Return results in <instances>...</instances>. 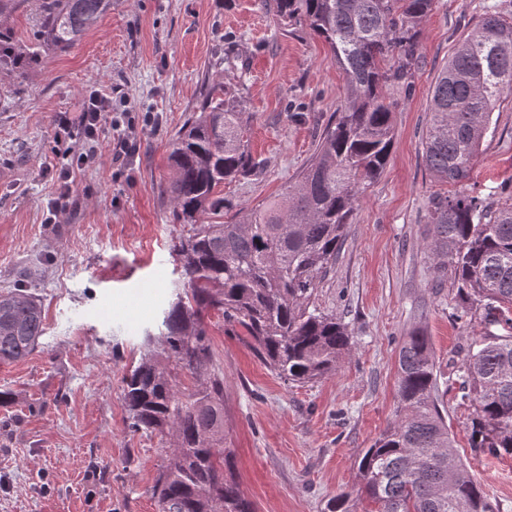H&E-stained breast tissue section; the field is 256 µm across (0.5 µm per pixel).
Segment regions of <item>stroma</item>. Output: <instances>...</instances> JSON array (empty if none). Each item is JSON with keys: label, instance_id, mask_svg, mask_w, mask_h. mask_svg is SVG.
<instances>
[{"label": "stroma", "instance_id": "35a3bbf8", "mask_svg": "<svg viewBox=\"0 0 512 512\" xmlns=\"http://www.w3.org/2000/svg\"><path fill=\"white\" fill-rule=\"evenodd\" d=\"M488 10L512 12V0H436L411 88L388 89L392 154L316 297L351 334L336 373L284 382L211 311L210 361L201 375L176 374L184 394L223 377L224 444L256 512H327L340 494L357 503L358 458L396 419L398 350L416 328L432 346L461 460L495 512H512V457L470 448V410L456 384L458 351L483 327L450 282L435 279L423 249L431 198L454 191L422 158L432 86ZM224 83L243 97L250 150L264 163L261 174L225 185L229 219L297 177L345 96L328 46L310 30L281 25L263 0H115L68 51L43 52L21 78L0 69V289L28 279L45 315L35 352L0 363V390L15 395L0 406V512H155L166 450L159 437L129 428L122 379L183 290L173 246L184 227L161 193L170 141L204 88ZM94 91L115 111L154 120L136 127L137 152L120 178L113 130L103 125L68 208L50 216L56 119ZM463 189L512 191V93L497 102Z\"/></svg>", "mask_w": 512, "mask_h": 512}]
</instances>
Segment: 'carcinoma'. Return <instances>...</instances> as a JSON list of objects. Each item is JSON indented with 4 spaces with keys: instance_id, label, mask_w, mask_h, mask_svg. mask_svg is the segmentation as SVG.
<instances>
[{
    "instance_id": "1",
    "label": "carcinoma",
    "mask_w": 512,
    "mask_h": 512,
    "mask_svg": "<svg viewBox=\"0 0 512 512\" xmlns=\"http://www.w3.org/2000/svg\"><path fill=\"white\" fill-rule=\"evenodd\" d=\"M23 0H0V65L14 54L1 18ZM435 0H265L287 26L304 25L328 46L346 98L316 150L277 198L224 220V184L261 170L244 140L242 101L205 93L171 142L172 176L161 185L172 218L186 228L174 245L185 295L164 311L160 350L148 349L124 376L129 427L173 440L153 486L156 512H254L224 447V380L179 392L172 371L200 374L211 358L203 314L239 327L263 361L289 383L335 374L347 327L313 307L361 195L385 170L395 103L387 88L410 87L420 63V24ZM112 0H38L26 55L75 45ZM512 92V15L489 12L456 46L430 97L423 160L439 180L462 185ZM425 249L434 274L452 280L484 331L460 348L459 392L471 408L470 447L512 456V195L465 192L430 201ZM211 215L205 224L201 216ZM44 334V310L26 280L0 291V362L27 358ZM428 337L417 330L398 351L397 419L358 462L366 512H494L458 456L438 401Z\"/></svg>"
}]
</instances>
